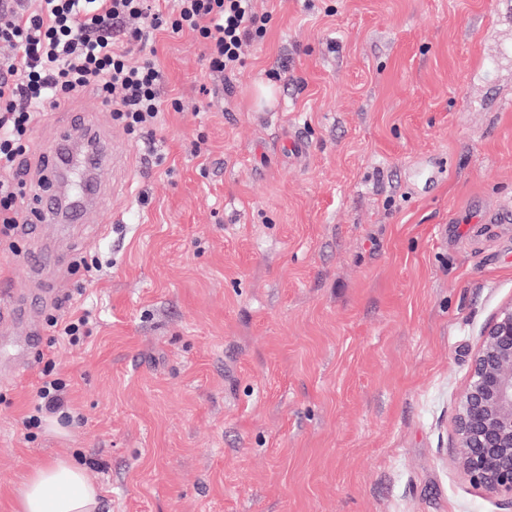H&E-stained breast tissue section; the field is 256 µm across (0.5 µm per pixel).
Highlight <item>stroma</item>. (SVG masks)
I'll use <instances>...</instances> for the list:
<instances>
[{
  "label": "stroma",
  "instance_id": "stroma-1",
  "mask_svg": "<svg viewBox=\"0 0 512 512\" xmlns=\"http://www.w3.org/2000/svg\"><path fill=\"white\" fill-rule=\"evenodd\" d=\"M271 20L214 81L157 38V155L95 90L70 106L112 144L105 234L41 224L0 276L90 306L43 326L0 385V512L53 459L100 512H512L458 468L473 356L512 303V18L494 0H255ZM306 145L297 156L289 141ZM66 260L31 274V244ZM107 259L87 288L69 256ZM69 425L24 436L47 359ZM91 314L88 310H83L80 313H73L67 320L59 323L58 318L51 317L49 324L57 331L60 338L67 339L71 343H75L79 336H83L86 325L90 321Z\"/></svg>",
  "mask_w": 512,
  "mask_h": 512
}]
</instances>
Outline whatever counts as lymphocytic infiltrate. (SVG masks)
<instances>
[{"mask_svg": "<svg viewBox=\"0 0 512 512\" xmlns=\"http://www.w3.org/2000/svg\"><path fill=\"white\" fill-rule=\"evenodd\" d=\"M0 0V43L15 48L0 59V244L24 215L19 161L31 133L51 108L95 89L112 118L134 140L151 145L161 112L182 110L164 95L166 75L157 60L155 34L192 33L204 49L212 76L243 63L246 42L263 37L269 14L253 0ZM69 383L46 361L36 399L24 418L38 429L64 416Z\"/></svg>", "mask_w": 512, "mask_h": 512, "instance_id": "lymphocytic-infiltrate-1", "label": "lymphocytic infiltrate"}]
</instances>
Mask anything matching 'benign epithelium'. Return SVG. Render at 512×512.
Returning <instances> with one entry per match:
<instances>
[{"instance_id": "1", "label": "benign epithelium", "mask_w": 512, "mask_h": 512, "mask_svg": "<svg viewBox=\"0 0 512 512\" xmlns=\"http://www.w3.org/2000/svg\"><path fill=\"white\" fill-rule=\"evenodd\" d=\"M457 464L475 486L512 501V304L485 331L455 420Z\"/></svg>"}]
</instances>
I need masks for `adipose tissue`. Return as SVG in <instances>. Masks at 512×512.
<instances>
[{
    "label": "adipose tissue",
    "instance_id": "adipose-tissue-1",
    "mask_svg": "<svg viewBox=\"0 0 512 512\" xmlns=\"http://www.w3.org/2000/svg\"><path fill=\"white\" fill-rule=\"evenodd\" d=\"M19 512H98L96 487L83 469L52 460L29 472L17 489Z\"/></svg>",
    "mask_w": 512,
    "mask_h": 512
}]
</instances>
